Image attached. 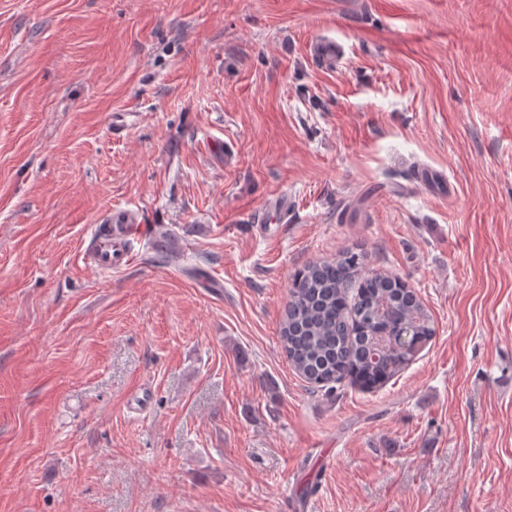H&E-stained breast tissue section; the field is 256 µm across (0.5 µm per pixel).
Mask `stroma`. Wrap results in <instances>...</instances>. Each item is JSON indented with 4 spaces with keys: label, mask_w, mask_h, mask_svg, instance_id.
<instances>
[{
    "label": "stroma",
    "mask_w": 512,
    "mask_h": 512,
    "mask_svg": "<svg viewBox=\"0 0 512 512\" xmlns=\"http://www.w3.org/2000/svg\"><path fill=\"white\" fill-rule=\"evenodd\" d=\"M345 250L435 329L372 390L280 342ZM0 512H512V0H0ZM99 224H112V232L99 236L92 250L83 255L84 262L104 273L129 265L136 255V245L146 235V226L138 214L126 209H110L101 217Z\"/></svg>",
    "instance_id": "obj_1"
}]
</instances>
